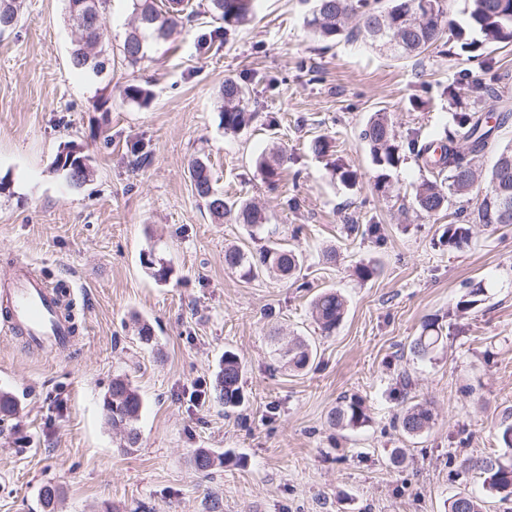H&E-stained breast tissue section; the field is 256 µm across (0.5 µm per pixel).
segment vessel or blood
Listing matches in <instances>:
<instances>
[{
  "mask_svg": "<svg viewBox=\"0 0 512 512\" xmlns=\"http://www.w3.org/2000/svg\"><path fill=\"white\" fill-rule=\"evenodd\" d=\"M0 300L6 303L9 330L31 346L54 352L68 349L70 324L58 312V294L29 265L18 264L0 274Z\"/></svg>",
  "mask_w": 512,
  "mask_h": 512,
  "instance_id": "b4317fda",
  "label": "vessel or blood"
}]
</instances>
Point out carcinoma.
<instances>
[{
	"instance_id": "cac0c4a2",
	"label": "carcinoma",
	"mask_w": 512,
	"mask_h": 512,
	"mask_svg": "<svg viewBox=\"0 0 512 512\" xmlns=\"http://www.w3.org/2000/svg\"><path fill=\"white\" fill-rule=\"evenodd\" d=\"M92 21L77 22L72 11L68 20L78 33L70 53L71 67L96 78L112 67V57L102 44V31L106 22L108 0H89ZM132 3L131 29L121 46L123 61L135 66L150 58L153 49L167 42L183 21L192 17L186 0H129ZM466 27L454 28L448 23L446 0H314V6L304 19L305 25L320 40L331 42L348 33L361 37L372 47L389 52L395 58L407 59L427 52L443 37L459 41L471 52L485 45L512 44V0H468ZM18 0H0V31L12 28L19 16ZM255 0H209L213 18L224 22L229 30L245 22L254 12ZM359 19L354 30H348L353 18ZM480 34L481 39L463 40L465 29ZM471 97L476 106L452 113V125L444 131L439 146H418V139L408 141V149L418 167L428 172L414 188L412 207L425 216H435L452 207L456 198L475 194L470 211H459L456 220L448 224L442 243L448 249H460L468 244L471 225L498 228L512 226V141L505 144L495 134L512 125V102L501 96L491 83L475 81ZM120 95L134 103L148 102L150 91L138 84H127ZM494 102L495 112L486 113L477 107L483 99ZM247 92L235 80L226 79L220 89V112L224 130L236 132L251 120L247 112ZM369 148L372 162L378 171L374 189L384 193L390 184V172L404 160L402 143L391 120L390 113L378 110L370 116L360 133ZM74 154L70 161L55 158V170L64 173L75 188L91 181L93 169L90 157L75 142L67 143ZM495 152L493 165L487 171L476 166L478 158ZM288 158L279 151L262 155L257 164L267 184L277 187L283 180ZM196 195L204 201L214 220L224 221L231 216L235 223L250 228H261L265 214L254 204L230 202L212 183V173L206 160L196 159L190 169ZM302 262V256L282 243L251 252L241 247L224 251V264L252 278L269 273L281 280L291 278ZM345 299L335 291L324 290L310 301V313L322 334L331 335L342 322ZM443 343L442 328L427 322L422 331L409 344V352L419 359L431 355ZM288 368L300 371L314 359V347L306 340H298L283 352ZM242 367L236 354L226 351L214 380L215 398L224 404V412H235L242 403ZM143 409V400L137 388L125 375L112 378V384L103 399V410L112 427L123 430V447L133 448L139 443L137 423ZM330 422L341 430H355L366 423V414L357 400H344L330 414ZM433 422L431 409L424 405L407 407L395 416L394 427L408 436L427 431ZM500 439L507 449L503 454L482 458H466L462 466L475 469L483 475V487L502 503L512 501V423L502 425ZM215 462L214 454L200 448L193 463L197 471L208 472ZM448 512H482L481 499L459 492L450 498Z\"/></svg>"
}]
</instances>
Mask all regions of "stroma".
Instances as JSON below:
<instances>
[{
	"mask_svg": "<svg viewBox=\"0 0 512 512\" xmlns=\"http://www.w3.org/2000/svg\"><path fill=\"white\" fill-rule=\"evenodd\" d=\"M310 8L257 0L252 20L230 30L203 14L132 67L120 53L130 4L111 0L102 42L112 68L100 79L70 66L66 0H24L16 26L0 33V270L21 258L49 283L73 285L79 329L60 354L0 331V390L18 401L0 421V512H45L39 490L49 481L60 489L57 512H446L460 491L503 512L482 478L448 458L501 451L512 414V227L474 225L468 245L448 249L447 216L408 207L422 176L413 156L376 192L359 132L382 109L399 135L437 139L451 120L447 89L465 101L478 79L512 97V46L396 59L360 39L324 45L304 24ZM228 78L246 87L254 114L236 133L219 112ZM130 82L151 100H124ZM106 89L102 112L95 100ZM317 136L331 155L311 150ZM70 141L94 170L80 188L53 168ZM273 148L289 157L274 189L257 166ZM200 157L225 197L268 214L257 235L211 219L191 183ZM335 159L356 170V186L333 176ZM352 223L380 233L348 234ZM273 242L304 257L291 279L248 280L224 264L228 245L255 252ZM369 259L381 274L364 281L354 268ZM475 287L478 302L460 309ZM327 289L347 313L324 336L309 301ZM427 321L445 341L420 360L409 344ZM299 337L317 354L295 373L278 351ZM228 350L243 365L244 404L231 415L213 393ZM119 374L144 400L131 449L102 407ZM351 397L368 421L336 430L329 414ZM413 404L434 413L417 437L391 424ZM198 448L224 464L197 472Z\"/></svg>",
	"mask_w": 512,
	"mask_h": 512,
	"instance_id": "stroma-1",
	"label": "stroma"
}]
</instances>
